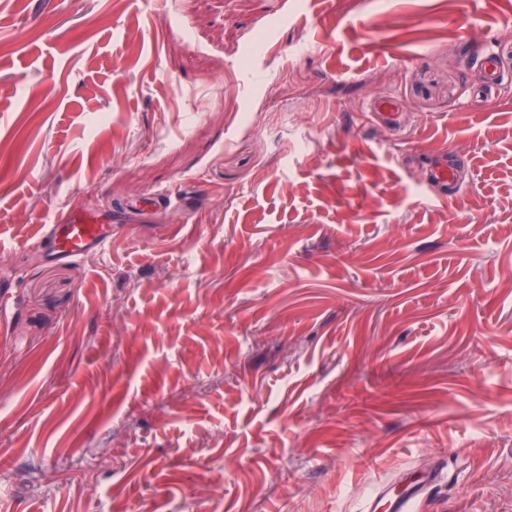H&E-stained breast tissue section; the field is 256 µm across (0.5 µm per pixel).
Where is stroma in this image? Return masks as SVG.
<instances>
[{
    "label": "stroma",
    "mask_w": 512,
    "mask_h": 512,
    "mask_svg": "<svg viewBox=\"0 0 512 512\" xmlns=\"http://www.w3.org/2000/svg\"><path fill=\"white\" fill-rule=\"evenodd\" d=\"M495 44L512 0H0V512H362L411 466L422 512H512ZM503 50H492L488 52L482 62L481 79L476 88V97L482 98L490 95L498 85L500 78V57ZM431 178L433 184L438 187L443 196L448 194V184H453L456 179V167L448 161V153L442 152L431 161ZM40 239L50 244L51 261H72L89 250L105 252L111 243L101 216L92 210L57 214L41 227Z\"/></svg>",
    "instance_id": "obj_1"
}]
</instances>
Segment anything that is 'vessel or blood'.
I'll list each match as a JSON object with an SVG mask.
<instances>
[{
  "mask_svg": "<svg viewBox=\"0 0 512 512\" xmlns=\"http://www.w3.org/2000/svg\"><path fill=\"white\" fill-rule=\"evenodd\" d=\"M501 50L488 52L482 62L481 79L476 88L477 97L490 95L500 78ZM431 178L440 192H447L456 179V167L447 154H440L431 162ZM41 238L50 245L47 256L53 261H72L87 251H107L111 238L100 215L92 210L66 211L57 214L51 223L41 228ZM434 476L425 473L405 481L398 491L380 487L367 503V512H415L418 501L427 493Z\"/></svg>",
  "mask_w": 512,
  "mask_h": 512,
  "instance_id": "obj_1",
  "label": "vessel or blood"
}]
</instances>
